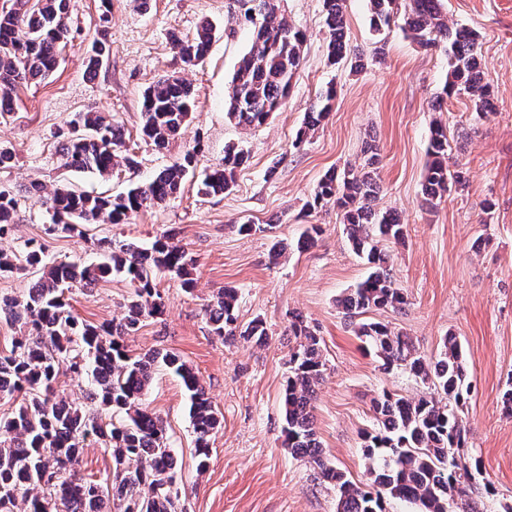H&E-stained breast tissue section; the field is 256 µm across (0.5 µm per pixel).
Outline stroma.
Segmentation results:
<instances>
[{
  "label": "stroma",
  "instance_id": "1",
  "mask_svg": "<svg viewBox=\"0 0 512 512\" xmlns=\"http://www.w3.org/2000/svg\"><path fill=\"white\" fill-rule=\"evenodd\" d=\"M438 4L449 26L478 35L485 80L495 96L487 118L474 120L467 94H444L448 57L442 50L418 45L395 25L383 38L384 56H376L381 38L370 27L368 0H344L347 58L336 64L327 58L324 0H277L280 14L307 40L286 106L258 128L240 127L225 114L232 74L254 30L236 0H112L107 10L101 0H71L58 68L19 87L12 112L0 115V145L15 154L13 166L0 170V190L18 201L16 222L0 239V250H18L36 239L55 261L91 264L101 259L99 241L147 247L173 228L196 261L194 290L185 292L177 279L159 275L164 316L146 320L124 339L134 356L152 349L178 353L222 415L207 466L198 470L187 393L175 374L156 370L146 403L164 422L185 512H335L333 486L282 444L280 398L292 315H302L320 339L326 371L315 429L327 459L351 481L370 482L362 433L373 424L372 399L384 390L407 398L424 390L406 373L384 372L354 335L337 300L368 267L352 251L336 207L308 206L327 171L363 164L369 141L380 154L376 206L396 212L406 226L404 244L390 243L386 250L408 297L405 313L376 311L372 317L410 336L428 358L437 356L445 336L456 337L472 382L464 408L467 452L480 462L467 489L479 501L485 486H492L494 512L512 507V416H505L501 403L512 380V0ZM207 22L214 28L210 54L203 64L188 65L171 36L194 38ZM101 29L110 53L92 75L87 55ZM169 75L190 82L199 99L182 138L160 150L141 136L140 105L146 89ZM330 84L336 98L327 118L308 142L293 148L307 112ZM89 111L122 126L139 161L136 169L102 177L61 168L60 136ZM439 123L450 135H461L456 159L469 181L432 209L423 201L422 184L430 130ZM197 142L202 151L183 191L127 224H91L80 237L48 233L51 214L43 197L29 191L34 182L50 191L69 181L93 194L115 195L149 182ZM231 143L250 155L234 186L219 196L198 195L199 176L222 160ZM484 201L489 210H481ZM246 221L265 225V232H238ZM310 224L320 225L321 234L314 246L298 248ZM278 242L287 247L286 259L274 265L269 251ZM227 287L238 290L239 323L261 318L268 344L232 343L213 334L204 307ZM130 293L127 281L114 275L65 295L80 322L100 325L121 316Z\"/></svg>",
  "mask_w": 512,
  "mask_h": 512
}]
</instances>
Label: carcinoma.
Instances as JSON below:
<instances>
[{
    "mask_svg": "<svg viewBox=\"0 0 512 512\" xmlns=\"http://www.w3.org/2000/svg\"><path fill=\"white\" fill-rule=\"evenodd\" d=\"M238 3L256 22L251 46L231 78L226 115L238 125L255 128L285 104L306 34L278 14L276 0ZM369 3L373 29L391 27L398 0ZM324 7L328 52L336 63L347 53L342 0H324ZM69 8L70 0H14L12 8L0 12V112L11 108L18 86L43 80L56 70L58 48L68 33ZM402 30L421 45L443 47L448 55L447 96L464 92L473 97L479 118L493 110L477 35L466 28L451 29L440 14L438 0H409ZM211 42L209 25L191 40L173 36L175 47L192 66L205 61ZM335 98L332 86L320 93L293 147L306 143ZM195 103V90L186 80L170 75L158 81L143 97L142 136L157 149L166 148L188 123ZM124 146L118 126L98 112H87L65 136L63 167L100 176L120 166L132 169L137 160L122 153ZM197 149L195 145L187 150L148 184L132 185L114 197L68 186L55 188L46 197L52 210L51 230L79 234L84 224H126L140 212L165 203L193 170ZM452 151L447 127L436 125L422 185L424 201L432 208L466 185V172L448 165ZM365 154L364 168L347 166L326 174L308 206L335 205L352 249L369 265L368 275L338 300L345 315L354 320L356 336L383 370L400 369L430 392L414 398L384 392L373 400L374 425L363 432L371 489L362 488L324 456L313 411L325 361L319 339L294 315L289 335L295 346L282 396L283 445L315 465L320 478L336 488V512H386L391 499L414 505L417 512H488L485 507L476 510L462 487V479L469 478L470 468H478L479 461L469 462L463 452L467 428L462 414L470 382L457 339L445 337L438 356L428 359L400 330L365 318L379 310L400 312L408 304L405 289L391 275L389 254L381 248L383 242L403 241L406 225L395 212L373 207L379 184L370 168L378 163V153L370 145ZM248 158L238 146L225 147L221 163L199 181L197 192L216 196L231 190L236 171ZM15 222L16 200L0 191V237ZM99 248L102 260L89 265L54 262L33 240L18 253H0V275L27 269L38 274L27 295L0 298V315L23 328L11 347L0 351V395L20 397L12 415L0 419V512H14L17 506L22 512H184L163 423L144 402L159 366L177 375L189 394L197 467H206L210 440L221 426V417L196 373L171 351L133 357L124 345V337L136 333L146 319L163 315L156 275L167 273L190 292L195 261L170 231L149 248L133 242L114 247L107 240L99 242ZM114 273L132 288L124 316L100 326L75 319L64 290L75 284L91 288ZM236 302L235 289L226 288L207 305L213 333L226 342L240 338L266 343L267 328L261 319L237 323ZM62 366L77 379L90 378L86 402L119 410L125 419L106 423L83 404L59 396L55 384ZM90 434L112 448V475L102 482L80 478L75 470Z\"/></svg>",
    "mask_w": 512,
    "mask_h": 512,
    "instance_id": "1",
    "label": "carcinoma"
}]
</instances>
